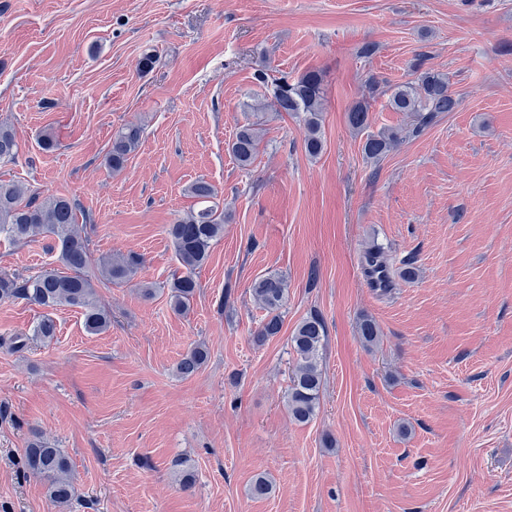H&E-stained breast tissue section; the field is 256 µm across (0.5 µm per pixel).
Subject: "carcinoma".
Here are the masks:
<instances>
[{
    "instance_id": "cac0c4a2",
    "label": "carcinoma",
    "mask_w": 512,
    "mask_h": 512,
    "mask_svg": "<svg viewBox=\"0 0 512 512\" xmlns=\"http://www.w3.org/2000/svg\"><path fill=\"white\" fill-rule=\"evenodd\" d=\"M416 78L388 88V105L395 112H409L413 116L412 128H387L367 136L362 145L366 158L375 162L384 158L404 138L417 136L433 124L441 112H453L459 99L448 89V77L422 63L413 66ZM255 80L267 90L276 111L286 112L302 122L307 130L304 150L313 159L324 149L322 126L324 122V79L318 70H308L290 80L283 75H270V66L263 63L254 74ZM348 125L361 131L368 125V106L356 103L347 113ZM143 130L136 124L126 125L112 136V145L106 164L120 172L129 156L139 147ZM262 133L258 123L249 122L238 128L229 147L237 165L249 167L257 154ZM18 155V143L10 126L0 124V163L12 162ZM78 204L75 200L54 194H39L23 183L0 182V238L11 243L25 241L37 235L51 237L59 251V258L69 270L67 274L56 271L37 276L21 277L0 274V301L24 300L44 308L72 306L83 310L84 328L89 334H100L110 323L109 315L100 308L96 299L92 277L123 281L142 266L137 253L103 258L97 268L90 270L88 239L74 230ZM177 259L185 273L169 283L170 305L174 311L185 313L190 308L197 282L195 270L203 266L210 256L215 241L224 236V213L205 207L179 217L167 229ZM252 293L265 317L255 332L254 341L261 345L278 335L283 326L282 309L288 299L284 278L269 272L256 278ZM56 324L45 316L33 329L32 339L47 342L54 338ZM358 335L367 348L379 343L381 329L371 317L360 319ZM327 330L322 317L311 314L294 328L291 347L297 365L286 393L285 404L289 415L297 422L307 423L315 416L322 387L321 360L326 345ZM207 360L206 346L192 347L179 361L177 373L189 377ZM23 465L26 469L43 475L47 480V494L59 507L69 504L74 487L69 477L70 460L61 448H55L36 439L25 448Z\"/></svg>"
}]
</instances>
